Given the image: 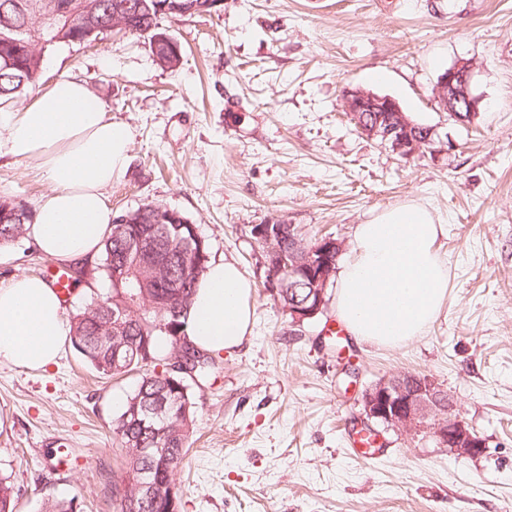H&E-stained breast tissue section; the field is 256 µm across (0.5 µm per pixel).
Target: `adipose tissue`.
<instances>
[{
    "mask_svg": "<svg viewBox=\"0 0 512 512\" xmlns=\"http://www.w3.org/2000/svg\"><path fill=\"white\" fill-rule=\"evenodd\" d=\"M128 128L106 119L86 81L62 76L19 107H0V156L36 161L49 184L26 231L65 262L96 256L115 218L105 190L126 167ZM444 226L425 205L382 210L357 225L337 266L336 315L361 344L396 347L422 334L448 297L439 251ZM251 287L234 261H211L187 311L188 338L208 352L244 342ZM70 324L55 290L18 275L0 287V364L40 370L56 363Z\"/></svg>",
    "mask_w": 512,
    "mask_h": 512,
    "instance_id": "adipose-tissue-1",
    "label": "adipose tissue"
}]
</instances>
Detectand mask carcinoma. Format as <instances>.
<instances>
[{"label": "carcinoma", "instance_id": "1", "mask_svg": "<svg viewBox=\"0 0 512 512\" xmlns=\"http://www.w3.org/2000/svg\"><path fill=\"white\" fill-rule=\"evenodd\" d=\"M184 0H0V63L13 61L15 71L26 73V82L14 81L0 72V99L12 101L35 85L42 54L58 45L59 29L65 43L76 38L96 39L89 35L90 24L99 33L112 30V12L119 5L140 6L127 18V36L143 37L151 26L176 13L157 14L155 5ZM155 210L147 203L134 210L135 224L112 225V233L103 241V262L99 274L111 281L112 269L124 264L122 239L127 232L145 233L153 226ZM167 248L160 270L146 274L144 287L133 289L137 299L125 304L122 322L112 320L117 305L112 292L101 295L89 289L84 306L71 319L70 342L98 373L117 376L141 372L134 391L112 421L113 441L119 451L120 474L113 476L112 512H179L180 490L176 474L183 465L194 430L195 402L191 388L176 374L155 370L159 366L160 343L167 357L187 347L185 315L192 304L197 283L210 261L207 243L197 256L201 267L179 250L178 240L192 237L188 224H169ZM23 234L21 224L0 223V246ZM157 483V493L146 498L139 490L142 473ZM0 512H15V489L0 479Z\"/></svg>", "mask_w": 512, "mask_h": 512}]
</instances>
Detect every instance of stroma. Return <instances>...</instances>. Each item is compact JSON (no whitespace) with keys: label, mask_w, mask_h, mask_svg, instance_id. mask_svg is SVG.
Masks as SVG:
<instances>
[{"label":"stroma","mask_w":512,"mask_h":512,"mask_svg":"<svg viewBox=\"0 0 512 512\" xmlns=\"http://www.w3.org/2000/svg\"><path fill=\"white\" fill-rule=\"evenodd\" d=\"M166 26L176 69L156 64L148 40L110 32L48 50L36 86L81 76L129 128V164L106 190L116 214L180 212L252 284L250 334L192 388L181 512H512V0H222ZM462 61L477 101L465 126L435 94ZM349 87L396 99L455 150L395 155L348 122ZM47 189L36 161L0 157V196L33 212ZM409 201L445 224L448 298L428 329L398 347L359 344L332 306L289 328L262 286L252 226L349 246L356 225ZM61 265L21 236L0 248V286ZM401 373L450 394L485 443L479 456L393 431L381 460L349 452L362 391ZM136 385L98 374L69 343L43 370L0 365V477L16 512L52 498L112 512L111 425Z\"/></svg>","instance_id":"obj_1"}]
</instances>
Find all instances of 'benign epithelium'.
I'll list each match as a JSON object with an SVG mask.
<instances>
[{"label":"benign epithelium","instance_id":"1","mask_svg":"<svg viewBox=\"0 0 512 512\" xmlns=\"http://www.w3.org/2000/svg\"><path fill=\"white\" fill-rule=\"evenodd\" d=\"M472 76L471 65L459 62L439 77L436 88L437 97L448 116L462 125L470 123L476 115V100L470 93ZM344 103L352 123L362 134L392 145L394 151L406 159L429 151L436 156L455 147L451 140L440 142L433 126L423 129V138H412L411 130L416 124L391 97L349 88ZM368 112H383L386 119L370 122L366 120ZM156 222L186 224L188 220L175 210L160 207L156 209ZM301 234V229L294 224H255L252 231L254 238L264 246V254L270 257V261H263L261 265L267 267V286L274 298L278 299L285 290L292 291L300 285L309 289L303 301H290L284 308L290 327H301L325 313L328 305L326 290L343 250V241L332 236L310 244ZM285 238L293 243L287 254L281 251ZM124 247L127 258L134 259V263L112 272L113 292L121 295L124 289L142 284L139 274L141 256H151L155 258V265L161 266L160 250H151L141 233L126 235ZM439 390L441 387L426 375L399 374L381 378L361 395L363 420L379 436L389 430L410 435L426 432L452 455H480L484 444L475 435L472 425L454 412L453 403H448V414L440 413Z\"/></svg>","mask_w":512,"mask_h":512}]
</instances>
